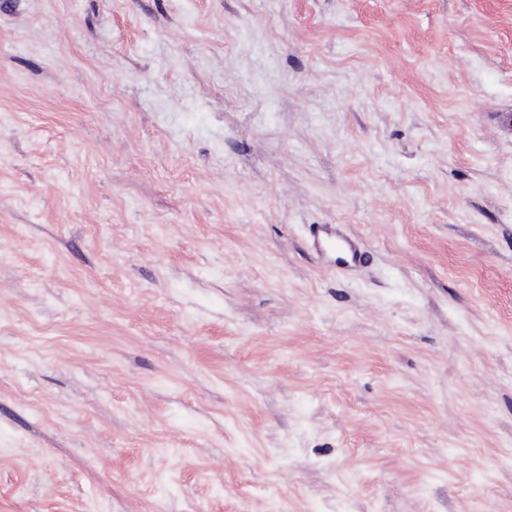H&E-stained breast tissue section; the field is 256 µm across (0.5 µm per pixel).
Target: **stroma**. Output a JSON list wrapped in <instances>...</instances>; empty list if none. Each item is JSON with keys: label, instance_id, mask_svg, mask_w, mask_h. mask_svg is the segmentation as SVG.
I'll use <instances>...</instances> for the list:
<instances>
[{"label": "stroma", "instance_id": "stroma-1", "mask_svg": "<svg viewBox=\"0 0 512 512\" xmlns=\"http://www.w3.org/2000/svg\"><path fill=\"white\" fill-rule=\"evenodd\" d=\"M511 114L512 0H0V512H512Z\"/></svg>", "mask_w": 512, "mask_h": 512}]
</instances>
